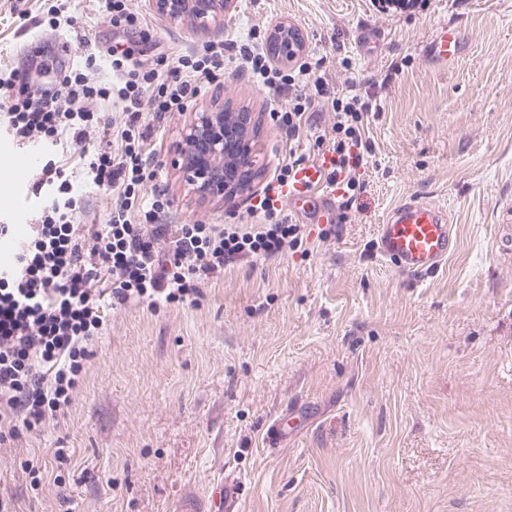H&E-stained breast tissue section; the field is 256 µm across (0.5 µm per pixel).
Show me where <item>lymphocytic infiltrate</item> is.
<instances>
[{
	"instance_id": "f902f5d3",
	"label": "lymphocytic infiltrate",
	"mask_w": 512,
	"mask_h": 512,
	"mask_svg": "<svg viewBox=\"0 0 512 512\" xmlns=\"http://www.w3.org/2000/svg\"><path fill=\"white\" fill-rule=\"evenodd\" d=\"M239 55L263 86L290 94L287 108L276 112L290 153L247 226L166 223L171 202L153 186L159 171L146 148L152 121L183 111L223 79V45L209 43L193 54L171 47L151 68L112 46L87 55L82 68L51 90L0 67L8 129L18 140L40 142L48 154L37 182L46 202L8 260L0 261V445L65 414L93 355L89 345L104 331L106 307L181 304L199 296L200 280L241 258L266 260L302 246L301 227L286 219L277 195L304 161L294 148L328 90L309 63L289 72L273 66L254 38L240 42ZM102 66L111 80L96 78ZM167 66L174 74L165 79L160 70ZM106 103L122 114L110 126L96 111ZM332 108L330 152L333 172L343 178L337 208L344 222L364 188L358 170L369 162V105L350 84ZM92 136L101 145L76 168L54 159L62 142L78 146ZM87 187L111 190L116 198L107 222L88 235L81 224Z\"/></svg>"
}]
</instances>
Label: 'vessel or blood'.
I'll list each match as a JSON object with an SVG mask.
<instances>
[{"mask_svg":"<svg viewBox=\"0 0 512 512\" xmlns=\"http://www.w3.org/2000/svg\"><path fill=\"white\" fill-rule=\"evenodd\" d=\"M461 51L457 32L440 27L429 43V54L439 61L455 58ZM330 155L300 164L292 182L282 189L281 203L311 215L314 223L329 224L336 217V198L342 187L330 175ZM457 239L446 212L423 201L395 207L379 225L376 253L402 273L423 275L440 268L453 253ZM180 512H240V480L234 476L210 484L204 503L185 501Z\"/></svg>","mask_w":512,"mask_h":512,"instance_id":"obj_1","label":"vessel or blood"}]
</instances>
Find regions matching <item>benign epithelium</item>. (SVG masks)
I'll list each match as a JSON object with an SVG mask.
<instances>
[{
    "label": "benign epithelium",
    "instance_id": "obj_1",
    "mask_svg": "<svg viewBox=\"0 0 512 512\" xmlns=\"http://www.w3.org/2000/svg\"><path fill=\"white\" fill-rule=\"evenodd\" d=\"M174 22L207 28L234 8L235 0H151ZM277 63L295 58L303 49L297 30L279 24L270 34ZM259 126L253 112H228L224 106L195 112L177 145V166L202 200L230 202L252 190L258 172L252 156V135Z\"/></svg>",
    "mask_w": 512,
    "mask_h": 512
}]
</instances>
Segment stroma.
Wrapping results in <instances>:
<instances>
[{"label":"stroma","mask_w":512,"mask_h":512,"mask_svg":"<svg viewBox=\"0 0 512 512\" xmlns=\"http://www.w3.org/2000/svg\"><path fill=\"white\" fill-rule=\"evenodd\" d=\"M52 0H0V60L59 83L112 45L100 0H70L73 24L44 29ZM151 40L122 39L140 60L154 44L183 51L267 39L287 23L329 90L357 83L381 110L372 164L347 222L307 224L301 247L245 260L202 283L195 303L107 311L104 335L64 417L0 447V496L16 512H177L241 477V512H512V0H237L210 29L131 0ZM460 31L448 63L425 55L436 29ZM374 36L372 51L358 45ZM52 63L46 76L29 64ZM287 93L235 66L221 89L154 124L147 147L175 224H248L284 156L272 108ZM224 102L259 113L260 178L245 198L200 200L173 166L193 113ZM35 148L0 118V224H31L44 204L25 164ZM446 209L457 248L413 277L378 259L375 240L408 200ZM298 407L300 431L267 450L266 428ZM70 456L58 461L53 451ZM41 454L60 483L32 491L21 464Z\"/></svg>","instance_id":"obj_1"}]
</instances>
